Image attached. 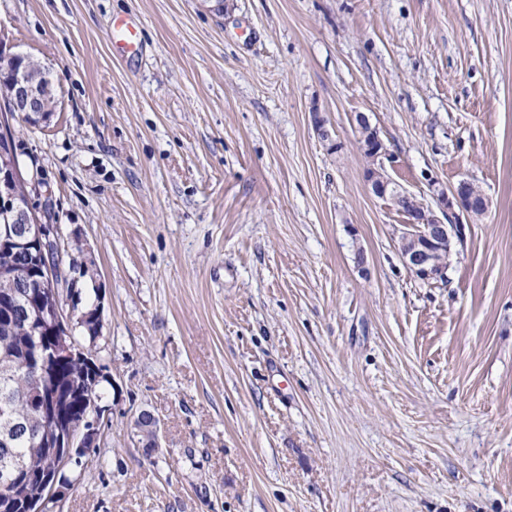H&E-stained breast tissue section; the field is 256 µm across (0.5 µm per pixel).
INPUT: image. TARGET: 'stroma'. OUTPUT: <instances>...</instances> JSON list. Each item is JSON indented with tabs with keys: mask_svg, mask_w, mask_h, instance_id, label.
<instances>
[{
	"mask_svg": "<svg viewBox=\"0 0 512 512\" xmlns=\"http://www.w3.org/2000/svg\"><path fill=\"white\" fill-rule=\"evenodd\" d=\"M0 40L51 72L11 126L115 380L46 512H512V0H0ZM360 114L418 198H489L446 279ZM358 126L360 131L359 145L363 153H370L371 161L376 164L377 160L385 155V151H382V141L377 135V132L372 128L369 119L361 115L358 118ZM369 128L366 130L365 128ZM367 174L371 191L390 195L395 203L411 200L412 206L405 213L406 224L399 230L398 246L402 261L410 273L423 281L440 279L446 271L441 261L442 253L452 252L453 244L464 235L465 224L461 215L481 216L489 208V199L482 189L469 179L460 180L449 192L440 190L434 194V205L415 198V195L394 184L392 191L380 176L383 170L372 166ZM458 209V212L456 211ZM134 436L138 437V442L144 440V446L147 445L152 450L159 448L160 425L155 415L143 409L139 411L133 422Z\"/></svg>",
	"mask_w": 512,
	"mask_h": 512,
	"instance_id": "1",
	"label": "stroma"
}]
</instances>
